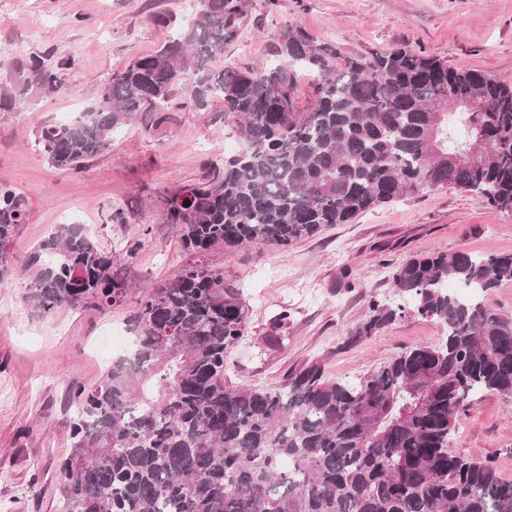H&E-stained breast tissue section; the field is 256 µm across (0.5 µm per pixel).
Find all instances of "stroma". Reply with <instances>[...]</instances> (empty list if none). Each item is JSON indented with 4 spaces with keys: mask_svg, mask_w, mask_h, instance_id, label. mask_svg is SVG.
I'll list each match as a JSON object with an SVG mask.
<instances>
[{
    "mask_svg": "<svg viewBox=\"0 0 512 512\" xmlns=\"http://www.w3.org/2000/svg\"><path fill=\"white\" fill-rule=\"evenodd\" d=\"M191 9L192 0H0V86L26 88L0 112V184L28 201L10 250L26 259L59 225L81 224L131 285L124 304L110 311L45 315L23 301V277L0 280V512H58L60 464L71 452V387L102 378L111 363L101 351L104 334L126 328L142 295L185 266L204 260L240 291L248 329L228 354L224 376L260 388L317 360L330 377L355 379L438 339L439 323L408 308L377 336L347 341L370 299L392 298L391 273L410 257L512 252V213L493 212L451 185L377 206L283 250L185 252L156 199L222 169L237 148L234 122L212 118L222 108L217 101L206 112L139 115L82 172L51 167L37 143L40 122L82 110L113 72L165 44ZM161 12L169 24L155 21ZM290 25L335 47L341 59L405 45L512 84V0H245L235 36L209 67L268 61ZM34 52L53 68L75 59L56 91L28 84L22 61ZM448 446L492 458L512 479V398L478 394Z\"/></svg>",
    "mask_w": 512,
    "mask_h": 512,
    "instance_id": "1",
    "label": "stroma"
}]
</instances>
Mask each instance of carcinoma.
Returning a JSON list of instances; mask_svg holds the SVG:
<instances>
[{
  "mask_svg": "<svg viewBox=\"0 0 512 512\" xmlns=\"http://www.w3.org/2000/svg\"><path fill=\"white\" fill-rule=\"evenodd\" d=\"M186 25L155 52L112 74L96 100L36 132L47 162L80 170L109 150L140 112L206 111L232 118L240 147L215 178L160 195L184 249L285 248L348 224L409 193L454 185L512 212V85L407 47L353 56L289 26L275 58L213 71L243 0H194ZM35 53L28 82L47 90L61 70ZM314 76L303 111L296 74ZM26 198L0 185V279L28 273L24 300L48 314L87 300L106 311L129 286L86 228L62 225L24 261L9 251ZM453 280L472 292L461 299ZM512 281V253L466 250L416 257L392 274L394 294L438 321L435 342L356 380L320 361L275 389L234 386L224 359L247 311L224 273L196 264L141 297L131 352L101 381L70 391L73 452L59 512H512V479L489 459L453 452L448 438L480 391L512 397V317L485 298ZM404 312L370 300L349 341L377 335Z\"/></svg>",
  "mask_w": 512,
  "mask_h": 512,
  "instance_id": "carcinoma-1",
  "label": "carcinoma"
}]
</instances>
